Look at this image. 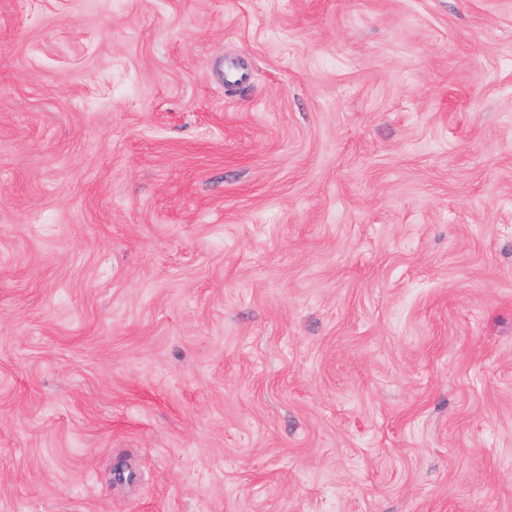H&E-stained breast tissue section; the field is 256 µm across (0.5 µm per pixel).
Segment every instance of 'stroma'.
<instances>
[{"label":"stroma","instance_id":"35a3bbf8","mask_svg":"<svg viewBox=\"0 0 512 512\" xmlns=\"http://www.w3.org/2000/svg\"><path fill=\"white\" fill-rule=\"evenodd\" d=\"M0 512H512V0H0Z\"/></svg>","mask_w":512,"mask_h":512}]
</instances>
